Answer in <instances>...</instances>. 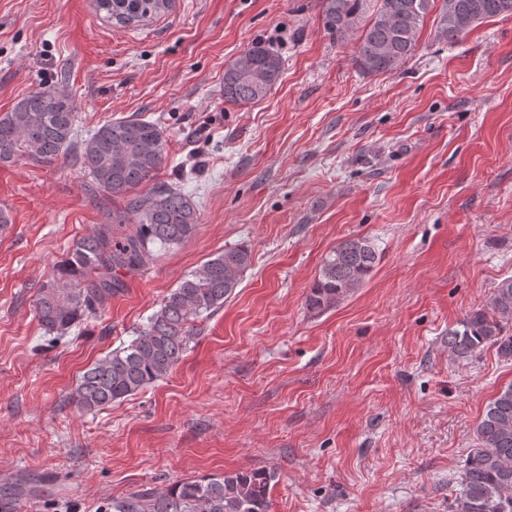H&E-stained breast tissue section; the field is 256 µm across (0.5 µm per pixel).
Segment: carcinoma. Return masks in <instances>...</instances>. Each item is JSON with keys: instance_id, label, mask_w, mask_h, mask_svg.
Wrapping results in <instances>:
<instances>
[{"instance_id": "carcinoma-1", "label": "carcinoma", "mask_w": 512, "mask_h": 512, "mask_svg": "<svg viewBox=\"0 0 512 512\" xmlns=\"http://www.w3.org/2000/svg\"><path fill=\"white\" fill-rule=\"evenodd\" d=\"M326 31L342 41L359 33L355 64L366 75L391 73L416 51V40L435 0H321ZM171 0H97L121 26L167 12ZM512 15V0H441L437 36L459 41L479 21ZM284 62L256 43L224 69V102L263 99L279 82ZM73 102L40 87L0 116V163L51 165L71 159L89 178V190L121 206L106 213L54 265L41 284L34 313L45 333L64 336L102 312L124 288L121 272L141 269L156 246H177L197 231L199 209L184 188L157 179L168 151L163 130L134 116L109 120L77 140ZM377 261L366 238L342 241L323 263L306 307L336 306L358 288ZM251 265L244 246L226 249L185 276L127 345L97 360L79 378L70 403L95 412L168 376L197 337V322L224 306ZM512 278L502 280L482 307L448 331L456 360L493 348L512 360ZM275 471L257 468L178 480L162 491L134 490L107 503L105 512H269ZM451 512H512V384L487 405L462 466Z\"/></svg>"}]
</instances>
